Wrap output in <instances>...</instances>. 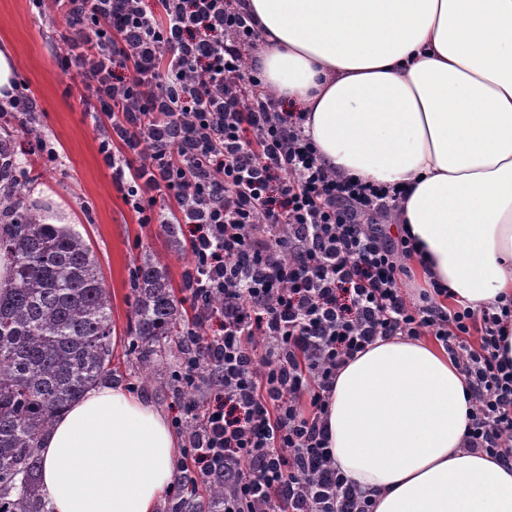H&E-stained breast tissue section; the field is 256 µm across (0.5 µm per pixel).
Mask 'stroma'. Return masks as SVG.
<instances>
[{
    "label": "stroma",
    "mask_w": 512,
    "mask_h": 512,
    "mask_svg": "<svg viewBox=\"0 0 512 512\" xmlns=\"http://www.w3.org/2000/svg\"><path fill=\"white\" fill-rule=\"evenodd\" d=\"M64 29L65 22L57 15L36 20L28 0H0V46L13 50L15 75L29 85L37 104L29 128L58 154L51 165L36 156L20 157L13 198L29 210L52 206L94 252L112 299L113 383L152 403L167 419L187 422L201 406L191 394L172 390L175 364L162 361L149 380H142L129 349L128 329L134 300L131 273L140 256L150 254L165 265L176 291L190 256L187 250L175 249L160 225L139 223L113 187L111 172L98 152L101 132L86 116L79 98L80 78L58 65L64 53L59 40Z\"/></svg>",
    "instance_id": "stroma-1"
}]
</instances>
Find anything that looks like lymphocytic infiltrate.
<instances>
[{"instance_id":"lymphocytic-infiltrate-1","label":"lymphocytic infiltrate","mask_w":512,"mask_h":512,"mask_svg":"<svg viewBox=\"0 0 512 512\" xmlns=\"http://www.w3.org/2000/svg\"><path fill=\"white\" fill-rule=\"evenodd\" d=\"M66 19L64 70L96 101L99 152L143 224L178 225L193 312L180 382L209 383L183 455L223 478L224 512H371L331 460L340 369L377 339L431 336L471 395L464 447L512 469V305L443 309L404 291L400 192L328 171L298 112L247 63L238 0H29Z\"/></svg>"}]
</instances>
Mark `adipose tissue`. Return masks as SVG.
Masks as SVG:
<instances>
[{
	"mask_svg": "<svg viewBox=\"0 0 512 512\" xmlns=\"http://www.w3.org/2000/svg\"><path fill=\"white\" fill-rule=\"evenodd\" d=\"M264 83L341 177L402 188L392 220L444 306L512 300V0H242ZM464 377L432 337L377 340L338 373L331 458L372 512H512V471L463 445ZM178 440L117 385L41 442L48 512H158Z\"/></svg>",
	"mask_w": 512,
	"mask_h": 512,
	"instance_id": "obj_1",
	"label": "adipose tissue"
}]
</instances>
